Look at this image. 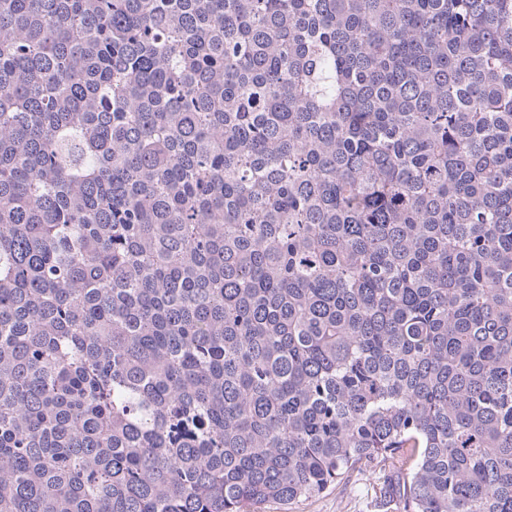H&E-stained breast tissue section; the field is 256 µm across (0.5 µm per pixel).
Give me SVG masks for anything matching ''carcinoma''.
I'll use <instances>...</instances> for the list:
<instances>
[{
    "mask_svg": "<svg viewBox=\"0 0 512 512\" xmlns=\"http://www.w3.org/2000/svg\"><path fill=\"white\" fill-rule=\"evenodd\" d=\"M512 512V0H0V512ZM378 483L377 474L354 473L337 488L292 505L288 512H384L375 508Z\"/></svg>",
    "mask_w": 512,
    "mask_h": 512,
    "instance_id": "cac0c4a2",
    "label": "carcinoma"
}]
</instances>
